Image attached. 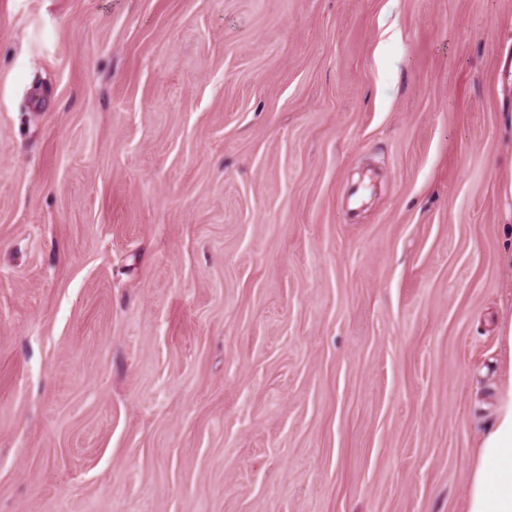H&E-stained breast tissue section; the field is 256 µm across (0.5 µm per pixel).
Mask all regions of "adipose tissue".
<instances>
[{
  "instance_id": "adipose-tissue-1",
  "label": "adipose tissue",
  "mask_w": 512,
  "mask_h": 512,
  "mask_svg": "<svg viewBox=\"0 0 512 512\" xmlns=\"http://www.w3.org/2000/svg\"><path fill=\"white\" fill-rule=\"evenodd\" d=\"M507 368L492 428L482 438L466 487V512H512V321L503 328Z\"/></svg>"
}]
</instances>
